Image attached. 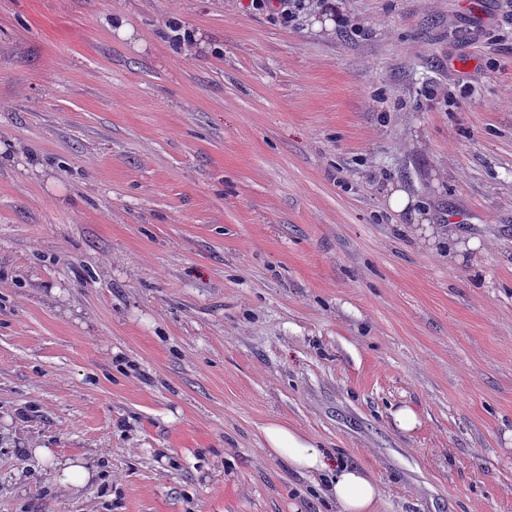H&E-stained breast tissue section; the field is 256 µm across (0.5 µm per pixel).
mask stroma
Wrapping results in <instances>:
<instances>
[{"mask_svg": "<svg viewBox=\"0 0 512 512\" xmlns=\"http://www.w3.org/2000/svg\"><path fill=\"white\" fill-rule=\"evenodd\" d=\"M338 2L0 0V512H512V0ZM384 198L388 208L394 213L400 215L407 213V218L411 219L414 224H418L419 220L421 221V215L413 206L415 201L409 197L405 190L390 185L384 190ZM261 435L266 448L287 459L298 473L312 477L332 473L325 449L288 424L268 421L261 427ZM57 482L63 490H68L73 487L84 486L92 478V471L77 459H64L57 461ZM327 494L339 512H375L380 489L363 469L344 463L329 476Z\"/></svg>", "mask_w": 512, "mask_h": 512, "instance_id": "stroma-1", "label": "stroma"}]
</instances>
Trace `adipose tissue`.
I'll list each match as a JSON object with an SVG mask.
<instances>
[{
    "label": "adipose tissue",
    "instance_id": "adipose-tissue-1",
    "mask_svg": "<svg viewBox=\"0 0 512 512\" xmlns=\"http://www.w3.org/2000/svg\"><path fill=\"white\" fill-rule=\"evenodd\" d=\"M261 435L266 448L287 459L298 473L312 477L328 474L327 494L338 512H376L380 489L363 469L345 463L330 468L325 449L286 423L268 421Z\"/></svg>",
    "mask_w": 512,
    "mask_h": 512
}]
</instances>
